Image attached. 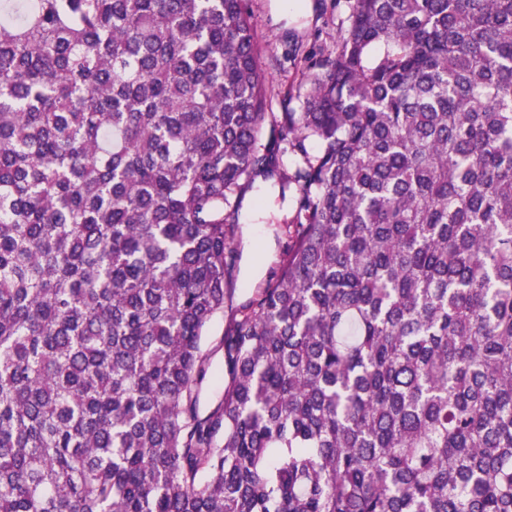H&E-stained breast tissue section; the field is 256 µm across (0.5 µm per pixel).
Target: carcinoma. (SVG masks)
<instances>
[{
  "mask_svg": "<svg viewBox=\"0 0 512 512\" xmlns=\"http://www.w3.org/2000/svg\"><path fill=\"white\" fill-rule=\"evenodd\" d=\"M268 95L250 0L0 6V512H512V0H353ZM293 189L287 193L283 207L278 204L277 192L269 185L260 183L243 200L242 237L243 248L237 271V290L224 308V315L217 314L210 322L203 338L202 349L208 354L209 368L199 390L197 407L205 414L219 401L224 376V320L231 307H236L249 293L270 280L278 252L284 239H276L274 226L268 222H277L294 214Z\"/></svg>",
  "mask_w": 512,
  "mask_h": 512,
  "instance_id": "obj_1",
  "label": "carcinoma"
}]
</instances>
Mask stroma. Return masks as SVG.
I'll return each mask as SVG.
<instances>
[{
  "mask_svg": "<svg viewBox=\"0 0 512 512\" xmlns=\"http://www.w3.org/2000/svg\"><path fill=\"white\" fill-rule=\"evenodd\" d=\"M260 64L270 87V111L300 112L322 60L333 54L349 26V0H251ZM293 201L278 203L277 194L261 184L243 200V248L234 301L270 280L283 243L273 234L274 222L292 218ZM224 315H216L203 338L209 368L197 407L207 413L219 401L224 376Z\"/></svg>",
  "mask_w": 512,
  "mask_h": 512,
  "instance_id": "1",
  "label": "stroma"
}]
</instances>
